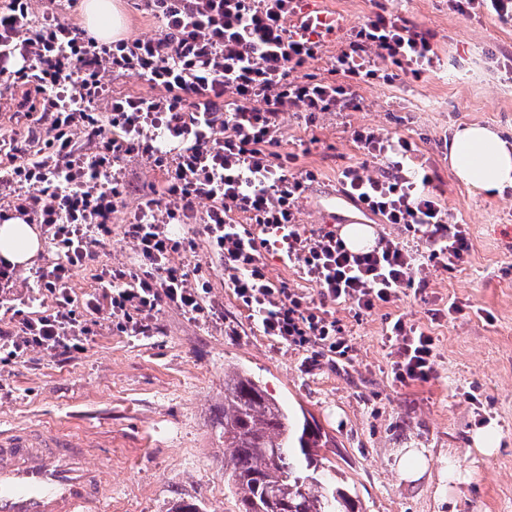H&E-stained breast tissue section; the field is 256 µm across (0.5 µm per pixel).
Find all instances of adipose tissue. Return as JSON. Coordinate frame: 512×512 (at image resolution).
<instances>
[{
    "instance_id": "ef3b65f1",
    "label": "adipose tissue",
    "mask_w": 512,
    "mask_h": 512,
    "mask_svg": "<svg viewBox=\"0 0 512 512\" xmlns=\"http://www.w3.org/2000/svg\"><path fill=\"white\" fill-rule=\"evenodd\" d=\"M89 29L106 43L122 38L125 24L112 0H84ZM448 164L469 189L492 195L512 186V144L488 126L457 128L448 142ZM42 249L35 226L21 219L0 221V259L18 267L31 265Z\"/></svg>"
}]
</instances>
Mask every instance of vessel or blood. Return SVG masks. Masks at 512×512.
<instances>
[{"label":"vessel or blood","mask_w":512,"mask_h":512,"mask_svg":"<svg viewBox=\"0 0 512 512\" xmlns=\"http://www.w3.org/2000/svg\"><path fill=\"white\" fill-rule=\"evenodd\" d=\"M111 495L72 440L0 431V512H99Z\"/></svg>","instance_id":"b4317fda"}]
</instances>
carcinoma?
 Masks as SVG:
<instances>
[{
	"instance_id": "obj_1",
	"label": "carcinoma",
	"mask_w": 512,
	"mask_h": 512,
	"mask_svg": "<svg viewBox=\"0 0 512 512\" xmlns=\"http://www.w3.org/2000/svg\"><path fill=\"white\" fill-rule=\"evenodd\" d=\"M156 15L166 22L164 38L155 43L150 58L141 60V49L117 51L108 46L89 43L79 32L59 20L54 51L33 56L26 64L30 72L49 65L55 53L80 44L82 58L79 66V93L85 100L80 111L99 112L98 98L86 94V83L92 68L109 56H125L140 63L146 74L164 66L182 74L185 87L199 92L201 84L209 81L224 83L222 71L205 75L200 70H183L177 56L179 45L198 34L192 25L180 26L175 18L183 16L187 0H149ZM49 27L38 19L32 20L15 34L25 44L41 43L48 39ZM27 111L45 114L56 112L43 89L30 84L25 99ZM220 434L230 457L224 460V487L234 495L237 512H362L357 495L332 474L335 465L327 456L335 447L329 435L315 418L299 420L287 407L270 397L250 373L243 369L224 372V414L220 419Z\"/></svg>"
}]
</instances>
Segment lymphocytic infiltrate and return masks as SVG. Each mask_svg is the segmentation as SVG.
<instances>
[{"label":"lymphocytic infiltrate","instance_id":"lymphocytic-infiltrate-1","mask_svg":"<svg viewBox=\"0 0 512 512\" xmlns=\"http://www.w3.org/2000/svg\"><path fill=\"white\" fill-rule=\"evenodd\" d=\"M214 5L224 22V86L237 96L233 111L126 112L118 132L82 112H56L45 130L53 153L0 171L1 188L38 186V193L14 195L10 206L39 224L53 245L51 258L35 272L31 295L6 309L12 328L0 330V353L7 360L33 347L62 355L82 350L93 334L88 316L103 311L129 336L151 335L155 315L164 307L213 322L219 313L212 284L183 262L201 246L219 260L225 287L262 334L274 344L304 350L309 368L328 357L349 359L353 352L334 306H350L359 317L414 286L423 261L451 271L464 263L471 248L468 232L442 205L434 174L414 169L409 138L355 129V143L369 159L384 160L386 169L374 177L366 163L349 165L339 182L367 212L431 242L424 260L389 237L369 251L353 252L335 232L306 230L297 222L296 202L307 176L290 168L277 150L288 108L357 112L361 85L390 83L398 71L420 79L439 62L434 33L393 12H374L344 33L332 79L297 80L294 71L319 48L312 26L303 23L294 31L286 26L287 17L300 11L298 0H215ZM148 122L178 143L173 169L163 190L152 191L122 227L123 238L133 245L129 262L98 263L94 247L112 238L125 157L161 152L143 133ZM78 129L94 139L93 152L79 151ZM203 201L209 207L200 218L196 206ZM196 219L201 225L194 231L190 225ZM271 251L314 283L317 296L273 281L265 262ZM87 269L100 291L80 299L71 279ZM47 298L52 306L45 311L41 305ZM387 333L395 344L389 369L397 383L436 378L434 336L401 318L390 320Z\"/></svg>","mask_w":512,"mask_h":512}]
</instances>
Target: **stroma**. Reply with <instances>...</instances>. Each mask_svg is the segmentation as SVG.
I'll use <instances>...</instances> for the list:
<instances>
[{
	"label": "stroma",
	"mask_w": 512,
	"mask_h": 512,
	"mask_svg": "<svg viewBox=\"0 0 512 512\" xmlns=\"http://www.w3.org/2000/svg\"><path fill=\"white\" fill-rule=\"evenodd\" d=\"M126 20L124 47L157 42L162 24L147 0H114ZM336 13L344 26L379 7L432 30L440 67L421 80L366 84L357 112L285 113L280 153L314 178L297 203L306 228L339 231L331 202L341 195L342 168L363 162L351 138L358 127L407 136L437 176L454 221L469 228L472 248L461 269L430 263L419 275L425 292L406 290L393 304L354 317L336 309L354 346L351 360L305 369L302 350L262 336L206 250L195 262L213 285L223 322L207 325L165 308L148 336L101 324L83 351L59 356L38 348L0 364V431L38 429L74 439L112 482L106 512H169L197 502L203 512H236L224 492V372L240 367L292 410L312 414L336 444V475L363 512H512V188L486 196L469 191L448 165V141L478 122L512 141V21L468 17L448 0H303ZM101 103L163 101L170 90L138 69L102 70ZM23 82L0 80V165L32 151L37 115L21 112ZM168 165L128 157L124 194L113 225L128 223L144 194L160 189ZM460 312L448 313L450 304ZM446 315L432 320L431 312ZM419 325L437 339V377L402 386L389 373L387 321ZM238 333H224L225 323ZM498 434V448L480 453L476 435Z\"/></svg>",
	"instance_id": "1"
}]
</instances>
